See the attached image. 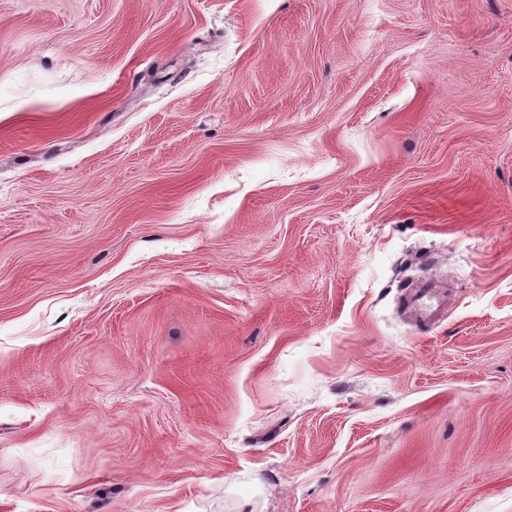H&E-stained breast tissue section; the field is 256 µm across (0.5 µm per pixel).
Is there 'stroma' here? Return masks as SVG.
Returning a JSON list of instances; mask_svg holds the SVG:
<instances>
[{"instance_id":"35a3bbf8","label":"stroma","mask_w":512,"mask_h":512,"mask_svg":"<svg viewBox=\"0 0 512 512\" xmlns=\"http://www.w3.org/2000/svg\"><path fill=\"white\" fill-rule=\"evenodd\" d=\"M0 512H512V0H0ZM439 290L432 281H426L421 288L412 290L409 297L410 306L424 318L437 316L445 305L444 296Z\"/></svg>"}]
</instances>
